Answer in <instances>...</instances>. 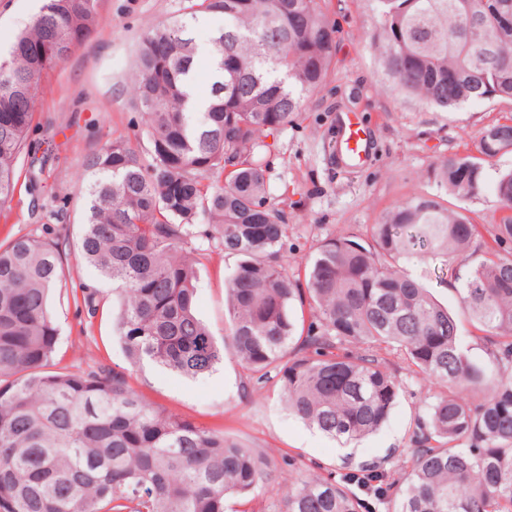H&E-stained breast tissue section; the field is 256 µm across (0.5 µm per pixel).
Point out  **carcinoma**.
<instances>
[{"instance_id": "carcinoma-1", "label": "carcinoma", "mask_w": 512, "mask_h": 512, "mask_svg": "<svg viewBox=\"0 0 512 512\" xmlns=\"http://www.w3.org/2000/svg\"><path fill=\"white\" fill-rule=\"evenodd\" d=\"M324 0H201L224 16L211 41L203 112L186 104L199 51L183 22L149 27L133 103L143 147L114 139L87 160L78 256L112 283L130 363L196 378L226 355L276 380L288 412L338 442L390 419L407 381L439 388L403 464L307 468L280 463L148 401L123 371L53 369L50 294L66 270L59 241L0 242V512H226L237 498L274 512H512V124L485 127L474 151L440 158L436 193L385 211L365 232H330L288 263V224L271 203L264 139L293 124L325 82L337 28ZM370 35L394 87L446 110L512 103V0H375ZM99 0H42L0 57V206L12 198L37 96L63 62L54 47L96 22ZM491 189L500 217L476 224L452 200ZM202 238L237 258L216 337L197 317ZM426 276L468 266L458 293L486 343L469 354L455 313ZM405 377H400V374Z\"/></svg>"}]
</instances>
